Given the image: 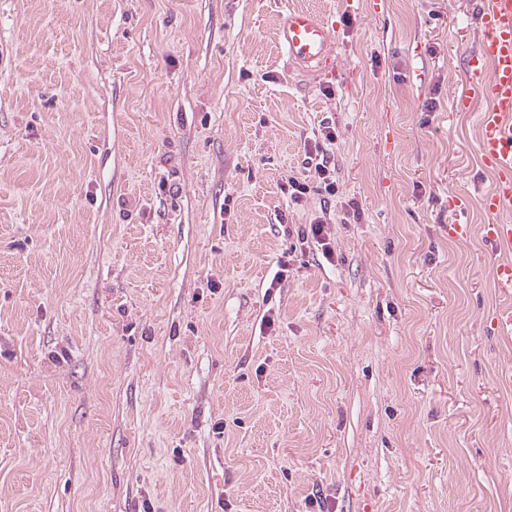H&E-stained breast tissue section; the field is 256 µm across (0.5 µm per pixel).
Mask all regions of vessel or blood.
Returning <instances> with one entry per match:
<instances>
[{
  "label": "vessel or blood",
  "mask_w": 512,
  "mask_h": 512,
  "mask_svg": "<svg viewBox=\"0 0 512 512\" xmlns=\"http://www.w3.org/2000/svg\"><path fill=\"white\" fill-rule=\"evenodd\" d=\"M477 24L483 33L479 59L472 65L471 93L453 101L455 111L470 108L473 98L487 101L478 118V150L484 164L494 173L491 188L480 199V206L491 219L482 226V235L504 262L495 268L498 293L512 296V0H482ZM278 37L290 60L312 69L333 61L332 32L315 12L291 9L280 20ZM470 200L451 196L448 207L457 219L449 227L455 239L468 240L472 227L463 223Z\"/></svg>",
  "instance_id": "obj_1"
}]
</instances>
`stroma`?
Wrapping results in <instances>:
<instances>
[{"label":"stroma","instance_id":"1","mask_svg":"<svg viewBox=\"0 0 512 512\" xmlns=\"http://www.w3.org/2000/svg\"><path fill=\"white\" fill-rule=\"evenodd\" d=\"M476 2L0 0V512H512ZM278 37L290 60L311 69L334 62L332 32L315 12L290 9L280 20ZM306 147V164L314 168L317 178V185L310 186L307 181V176L291 177L286 184L281 186V192L289 195L291 201L298 203L304 196L309 194L312 189L318 193L327 195L329 197L336 196L338 188L336 186V179L333 176L326 154L321 150V145L317 140L314 141L313 146L305 145ZM470 199L466 196L453 195L448 197V209L455 211L454 224H450L449 233L455 239L467 241L472 233V224L462 223L461 216L467 210Z\"/></svg>","mask_w":512,"mask_h":512}]
</instances>
